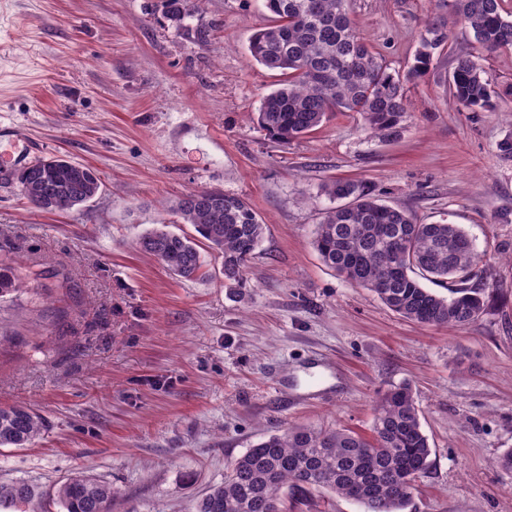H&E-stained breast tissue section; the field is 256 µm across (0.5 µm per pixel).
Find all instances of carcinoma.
I'll return each instance as SVG.
<instances>
[{
  "label": "carcinoma",
  "mask_w": 512,
  "mask_h": 512,
  "mask_svg": "<svg viewBox=\"0 0 512 512\" xmlns=\"http://www.w3.org/2000/svg\"><path fill=\"white\" fill-rule=\"evenodd\" d=\"M199 0H166L167 14L182 18ZM270 24L255 31L247 50L258 64L280 72L278 86L262 97L256 122L281 145L314 131L331 112H358L373 133L397 128L406 107V86L426 76L448 41L445 24H429L404 75L389 71L351 15L350 0H263ZM448 15L466 26L487 51L512 50V15L502 0H448ZM465 108L490 111L501 91L483 76L478 56L463 51L449 79ZM20 192L34 208L66 212L94 197L95 170L62 158L21 169ZM324 193L338 205L323 212L313 247L323 262L348 281L374 292L400 316L431 326L469 327L486 309L484 295L466 287L483 262L468 234L456 224H419L413 215L374 197L362 184L335 180ZM171 210L199 238L163 224L139 239L141 251L180 278L196 277L205 264L200 246L222 259L224 283L245 285L246 268L264 234V222L244 199L217 188L190 192ZM401 240L405 251L394 250ZM24 276L0 263V303L16 298ZM456 284L441 297L422 281ZM46 430V420L27 406L0 407V447L24 448ZM372 436L344 429L296 426L271 435L231 461L224 481L209 487L195 512H287L286 490L323 489L360 503L364 512H404L414 482L430 464L409 385L377 401ZM55 498L61 512H108L112 485L82 472L65 478L55 494L23 478L0 482V508L46 512Z\"/></svg>",
  "instance_id": "carcinoma-1"
}]
</instances>
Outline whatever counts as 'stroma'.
I'll use <instances>...</instances> for the list:
<instances>
[{
	"label": "stroma",
	"mask_w": 512,
	"mask_h": 512,
	"mask_svg": "<svg viewBox=\"0 0 512 512\" xmlns=\"http://www.w3.org/2000/svg\"><path fill=\"white\" fill-rule=\"evenodd\" d=\"M352 15L395 72L434 20L448 43L409 83L395 133L339 112L283 146L256 123L279 80L246 50L270 22L262 0H201L179 23L163 0H0V124L101 183L44 212L0 173V256L31 275L0 306V406L47 421L29 447L0 448L1 481L49 488L80 469L111 484V512H193L260 440L300 425L370 435L380 395L407 384L432 449L407 512H512L497 464L512 448V157L498 150L512 51H480L502 95L473 112L448 89L473 38L443 0H353ZM338 179L470 236L486 256L469 282L488 302L475 324L404 319L322 262V186ZM210 187L266 224L237 295L221 259L181 279L138 246L161 222L193 234L169 207ZM288 507L363 512L324 490Z\"/></svg>",
	"instance_id": "1"
}]
</instances>
